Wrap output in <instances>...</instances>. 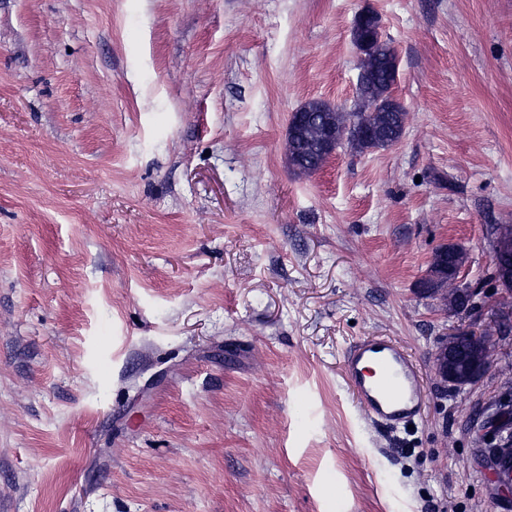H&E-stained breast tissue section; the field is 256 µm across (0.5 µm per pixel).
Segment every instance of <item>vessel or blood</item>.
Here are the masks:
<instances>
[{
  "mask_svg": "<svg viewBox=\"0 0 512 512\" xmlns=\"http://www.w3.org/2000/svg\"><path fill=\"white\" fill-rule=\"evenodd\" d=\"M342 370L373 422L397 428L420 414L419 369L394 339L367 337L355 342L343 354Z\"/></svg>",
  "mask_w": 512,
  "mask_h": 512,
  "instance_id": "vessel-or-blood-1",
  "label": "vessel or blood"
}]
</instances>
